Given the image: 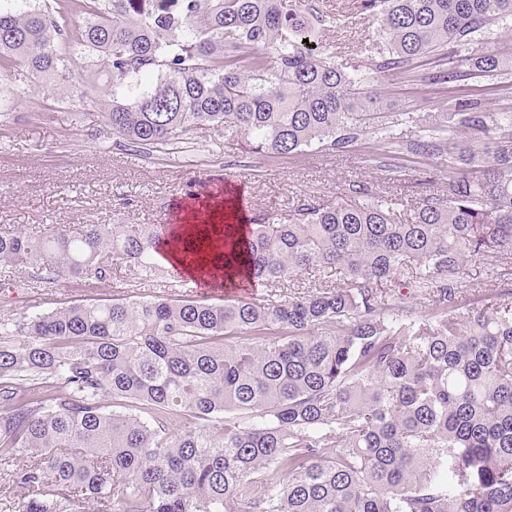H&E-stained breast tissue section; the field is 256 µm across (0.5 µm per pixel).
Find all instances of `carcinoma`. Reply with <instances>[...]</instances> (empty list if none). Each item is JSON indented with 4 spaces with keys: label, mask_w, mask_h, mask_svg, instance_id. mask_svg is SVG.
<instances>
[{
    "label": "carcinoma",
    "mask_w": 512,
    "mask_h": 512,
    "mask_svg": "<svg viewBox=\"0 0 512 512\" xmlns=\"http://www.w3.org/2000/svg\"><path fill=\"white\" fill-rule=\"evenodd\" d=\"M383 42L365 71L310 46L335 16L308 0H0V72L35 86L105 80L104 126L178 154L343 153L379 121L365 87L494 77L479 37L512 0H353ZM83 16L75 27L72 18ZM75 55L86 59L77 71ZM450 60L466 70L445 68ZM457 156L442 194L301 203L224 239L259 298L164 290L0 321V467L16 512H512V289L458 288L466 259H512V113L458 98L406 144ZM161 242L133 224L0 229V265L45 288L154 281ZM317 269L306 292L282 289ZM416 291L419 317L378 285Z\"/></svg>",
    "instance_id": "carcinoma-1"
}]
</instances>
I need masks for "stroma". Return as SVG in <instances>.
Wrapping results in <instances>:
<instances>
[{
    "label": "stroma",
    "instance_id": "obj_1",
    "mask_svg": "<svg viewBox=\"0 0 512 512\" xmlns=\"http://www.w3.org/2000/svg\"><path fill=\"white\" fill-rule=\"evenodd\" d=\"M323 3L339 20L320 30L319 41L335 45L348 69L363 68L367 47L380 39L377 21L348 16L347 0ZM502 83L499 77L450 85L383 79L372 92L385 122L395 123L396 139L368 132L344 153L315 148L287 157L195 152L178 159L116 145L99 116L110 96L104 81L79 90L64 83L35 88L0 73V99L9 105L0 112V225L26 233L51 224L70 230L82 224L151 227L166 223L178 199L226 181L246 197L249 218L265 211L287 213L300 200L348 201L357 182L397 199L396 210L406 219L421 196L444 188L452 164L445 155L406 151V143L425 136L462 96L481 99L488 111L512 113V95L503 94ZM12 282L0 288V317L90 298L149 300L160 292L158 286L128 281L122 261L110 280L91 287L62 283L37 290L21 270Z\"/></svg>",
    "mask_w": 512,
    "mask_h": 512
}]
</instances>
